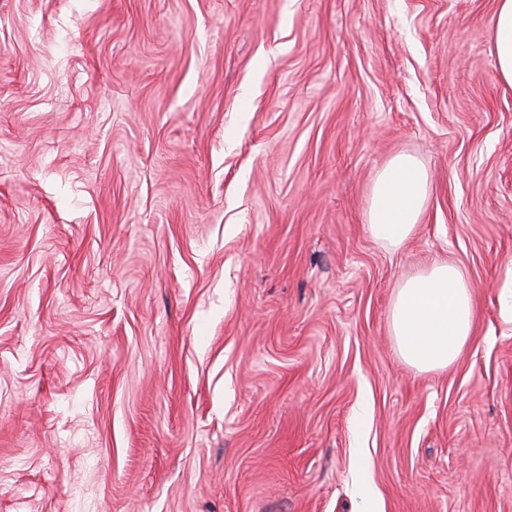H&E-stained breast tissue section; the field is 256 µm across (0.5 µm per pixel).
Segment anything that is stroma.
<instances>
[{
    "instance_id": "stroma-1",
    "label": "stroma",
    "mask_w": 512,
    "mask_h": 512,
    "mask_svg": "<svg viewBox=\"0 0 512 512\" xmlns=\"http://www.w3.org/2000/svg\"><path fill=\"white\" fill-rule=\"evenodd\" d=\"M495 7L0 0V512H512ZM447 260L476 334L420 371L390 311ZM428 193L426 169L410 155L395 156L373 185L368 231L392 247L404 244L419 223Z\"/></svg>"
}]
</instances>
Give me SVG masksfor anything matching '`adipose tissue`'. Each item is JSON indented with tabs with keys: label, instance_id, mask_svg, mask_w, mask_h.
Returning a JSON list of instances; mask_svg holds the SVG:
<instances>
[{
	"label": "adipose tissue",
	"instance_id": "adipose-tissue-1",
	"mask_svg": "<svg viewBox=\"0 0 512 512\" xmlns=\"http://www.w3.org/2000/svg\"><path fill=\"white\" fill-rule=\"evenodd\" d=\"M497 77L512 86V0H497L493 16ZM429 193L426 169L412 156H395L378 175L371 195L368 230L397 247L408 241ZM477 308L455 265L437 263L401 286L391 326L403 358L422 371L448 367L473 334Z\"/></svg>",
	"mask_w": 512,
	"mask_h": 512
}]
</instances>
